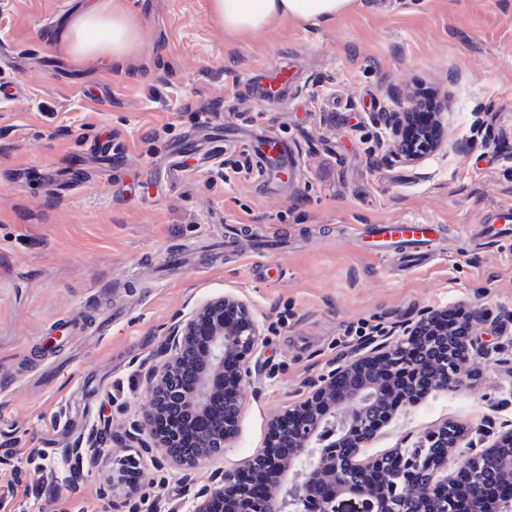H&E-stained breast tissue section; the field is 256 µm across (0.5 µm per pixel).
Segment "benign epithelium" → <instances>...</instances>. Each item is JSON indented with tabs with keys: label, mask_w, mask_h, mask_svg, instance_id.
<instances>
[{
	"label": "benign epithelium",
	"mask_w": 512,
	"mask_h": 512,
	"mask_svg": "<svg viewBox=\"0 0 512 512\" xmlns=\"http://www.w3.org/2000/svg\"><path fill=\"white\" fill-rule=\"evenodd\" d=\"M380 122L393 137L397 155L416 163L426 155L448 149L443 136L429 138L423 149L399 138L403 112H383ZM445 310L420 309L410 319L368 338L354 352L309 384L310 396L270 420L267 443L250 468L258 475L274 474L277 484L270 497L257 495L249 484H239L236 505H224V489L238 484L242 471L220 473L210 486L195 490L187 512H305L309 501L317 512H459L456 483L466 476L477 512H512V494L490 497L499 484H512V426L485 417L475 427L447 422L418 436L405 435L400 445L377 456L368 448L396 414L416 404L427 392L461 386L456 352L444 350L433 359L424 347L436 336L448 335L438 325ZM469 323H488L496 336L507 335L505 320L490 317L483 305L460 311ZM206 328L208 350L194 354L200 327ZM265 325L251 305L234 294H224L197 305L168 328L157 357L142 364L149 409L130 426L127 436L144 448H157L164 458L188 471L208 448L232 444L242 403L239 392L219 398L230 381L237 388L249 377L251 364L263 344ZM385 364L413 380L411 389L393 402L384 397L372 376ZM190 400L210 418L198 429L200 451L191 454L157 434L154 419L165 408ZM291 454L282 455V448Z\"/></svg>",
	"instance_id": "obj_1"
}]
</instances>
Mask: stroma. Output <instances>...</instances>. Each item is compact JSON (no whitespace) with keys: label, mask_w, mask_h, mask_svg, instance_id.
I'll use <instances>...</instances> for the list:
<instances>
[{"label":"stroma","mask_w":512,"mask_h":512,"mask_svg":"<svg viewBox=\"0 0 512 512\" xmlns=\"http://www.w3.org/2000/svg\"><path fill=\"white\" fill-rule=\"evenodd\" d=\"M81 2L0 0V82L24 89L0 99L5 512H54L60 501L178 512L189 487L252 461L270 417L360 346L357 326L387 328L423 307L512 311V236L486 245L473 235L512 207V0H365L328 25L280 21L246 39L210 20L209 0H128L144 38L112 74L74 63L48 24ZM276 63L304 86L284 111L241 81ZM418 87L436 93L455 148L412 165L380 146L378 115ZM188 103L235 136L203 168L190 153L172 167L168 153L202 135ZM268 136L296 145V180H225L231 162L253 161L249 138ZM385 221L444 225L440 257L397 273L349 234ZM176 252L196 264L172 262ZM227 293L267 324L234 442L188 475L139 449L151 505L126 508L111 476L147 404L140 366L174 321ZM472 332L487 356L466 361L460 388L404 411L374 451L447 420L512 424V340L485 324ZM93 430L100 464L71 483V450ZM26 448L43 455L27 461ZM18 483L28 495L10 496Z\"/></svg>","instance_id":"1"}]
</instances>
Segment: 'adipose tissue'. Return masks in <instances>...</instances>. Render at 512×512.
<instances>
[{
    "instance_id": "obj_1",
    "label": "adipose tissue",
    "mask_w": 512,
    "mask_h": 512,
    "mask_svg": "<svg viewBox=\"0 0 512 512\" xmlns=\"http://www.w3.org/2000/svg\"><path fill=\"white\" fill-rule=\"evenodd\" d=\"M359 0H210V15L225 31L252 36L272 23L329 24ZM71 59H99L118 69L142 43L144 32L127 0H93L73 12L59 35Z\"/></svg>"
}]
</instances>
